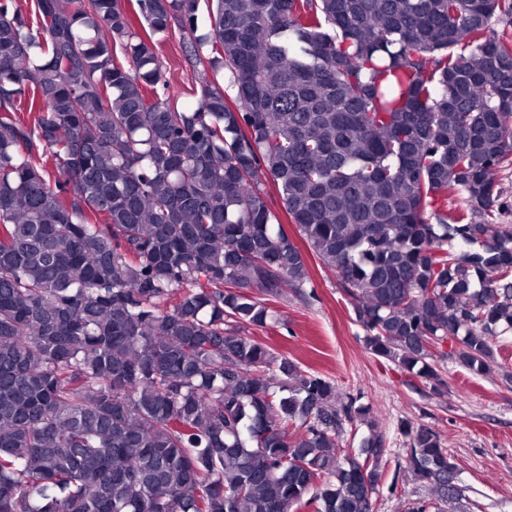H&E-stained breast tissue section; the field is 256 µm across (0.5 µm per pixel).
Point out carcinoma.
<instances>
[{"label": "carcinoma", "mask_w": 512, "mask_h": 512, "mask_svg": "<svg viewBox=\"0 0 512 512\" xmlns=\"http://www.w3.org/2000/svg\"><path fill=\"white\" fill-rule=\"evenodd\" d=\"M0 3V512H372L366 411L244 332L336 272L373 354L435 391L512 328V0H205L197 100L158 57L200 0ZM462 198L466 207L456 205ZM480 215L475 223L471 216ZM405 468L462 496L439 436ZM495 177L501 189V197L499 213L495 217L494 224L512 226V168L497 173Z\"/></svg>", "instance_id": "cac0c4a2"}]
</instances>
